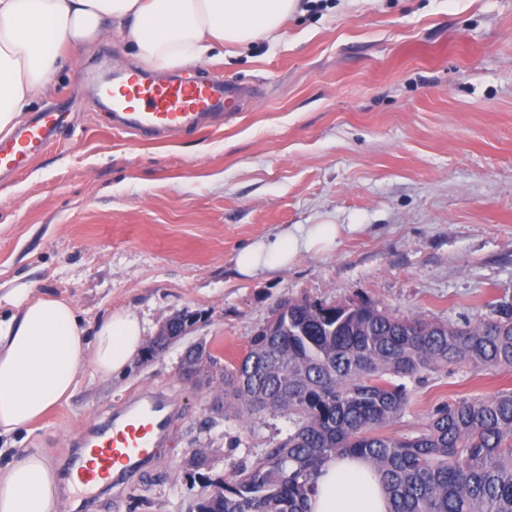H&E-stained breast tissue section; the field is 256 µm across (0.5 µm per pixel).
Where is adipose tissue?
Segmentation results:
<instances>
[{
  "label": "adipose tissue",
  "instance_id": "adipose-tissue-1",
  "mask_svg": "<svg viewBox=\"0 0 512 512\" xmlns=\"http://www.w3.org/2000/svg\"><path fill=\"white\" fill-rule=\"evenodd\" d=\"M300 0H0V135L51 91L65 63L113 28H125L137 59L157 71L216 58L277 38ZM340 224L296 226L243 249L249 275L268 262L285 267L313 249L335 246ZM146 338L138 315L108 313L87 336L71 301L23 290L0 306V438L32 432L51 408L67 404L84 375L124 374ZM62 483L39 448L0 467V512H62ZM308 512H388L382 478L363 459L330 457Z\"/></svg>",
  "mask_w": 512,
  "mask_h": 512
}]
</instances>
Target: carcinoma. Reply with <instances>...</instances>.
I'll return each mask as SVG.
<instances>
[{
	"mask_svg": "<svg viewBox=\"0 0 512 512\" xmlns=\"http://www.w3.org/2000/svg\"><path fill=\"white\" fill-rule=\"evenodd\" d=\"M452 363L512 370V303L474 324L398 317L361 301L328 309L288 301V326L260 330L236 364L217 366L238 414L288 416L293 431L224 479L198 512H307L331 456L368 459L389 512H512V390L438 407L417 432L380 430L409 402L390 377L423 378Z\"/></svg>",
	"mask_w": 512,
	"mask_h": 512,
	"instance_id": "obj_1",
	"label": "carcinoma"
}]
</instances>
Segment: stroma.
Returning <instances> with one entry per match:
<instances>
[{
	"instance_id": "obj_1",
	"label": "stroma",
	"mask_w": 512,
	"mask_h": 512,
	"mask_svg": "<svg viewBox=\"0 0 512 512\" xmlns=\"http://www.w3.org/2000/svg\"><path fill=\"white\" fill-rule=\"evenodd\" d=\"M138 65L121 31L82 53L30 106L62 113L57 137L0 180L1 296H62L87 324L131 310L150 337L176 312L202 315L125 375L83 377L0 455L41 448L67 472L80 432L134 393L172 395L182 415L168 447L88 508L66 494L68 512H196L208 477L286 438V416L216 412L217 379L179 372L196 344L238 361L282 300H366L447 324L512 302V0H307L278 39L178 68L253 94L208 128L163 139L113 130L96 94L104 72ZM81 78L85 92L71 95ZM298 224L347 230L288 268L238 273L242 249ZM402 383L410 399L393 436L449 401L512 389V371L457 364Z\"/></svg>"
}]
</instances>
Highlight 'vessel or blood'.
<instances>
[{"label": "vessel or blood", "instance_id": "obj_1", "mask_svg": "<svg viewBox=\"0 0 512 512\" xmlns=\"http://www.w3.org/2000/svg\"><path fill=\"white\" fill-rule=\"evenodd\" d=\"M104 95L113 127L146 135L201 128L212 111L223 109L235 98L233 89L220 77L186 82L135 72L113 76ZM56 131L53 113H34L8 139L0 141V175L39 152ZM174 420L175 404L167 394L149 392L132 398L109 425L97 428L88 443L87 457L75 465L77 485L89 494L106 475L136 469L153 449L169 441Z\"/></svg>", "mask_w": 512, "mask_h": 512}]
</instances>
